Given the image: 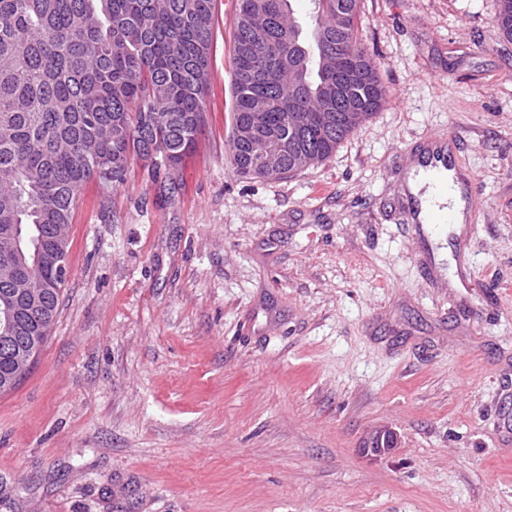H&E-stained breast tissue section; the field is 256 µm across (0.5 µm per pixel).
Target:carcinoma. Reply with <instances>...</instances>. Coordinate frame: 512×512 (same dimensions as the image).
Wrapping results in <instances>:
<instances>
[{"label":"carcinoma","instance_id":"cac0c4a2","mask_svg":"<svg viewBox=\"0 0 512 512\" xmlns=\"http://www.w3.org/2000/svg\"><path fill=\"white\" fill-rule=\"evenodd\" d=\"M361 0H314L311 37L291 0H238L232 129L285 139L286 176L327 160L382 105L386 90L358 38ZM214 0H0V270L11 241L36 238L68 255L67 227L85 185L124 181L132 160L176 167L204 122ZM512 39V0H500ZM342 69L347 112H317L320 84ZM251 144L232 137L239 174ZM58 313L55 267L21 272ZM50 321L14 319L12 335L48 336Z\"/></svg>","mask_w":512,"mask_h":512}]
</instances>
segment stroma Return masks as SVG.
I'll return each instance as SVG.
<instances>
[{"mask_svg": "<svg viewBox=\"0 0 512 512\" xmlns=\"http://www.w3.org/2000/svg\"><path fill=\"white\" fill-rule=\"evenodd\" d=\"M237 0L174 171L88 184L59 314L0 394V512H512V40L498 0H361L387 96L324 163L231 164ZM454 132L481 195L404 220ZM394 428L397 451L361 446ZM456 142V136L452 133H446L432 141L428 148L417 159V164L429 175L431 185L434 189H440L442 186V178L448 173V190L446 193H433V201L435 207H443L444 212H448L455 216L457 224L456 230L459 234L464 224L465 201L463 199V188L459 182L453 177L452 172V153L451 148ZM412 168L407 180L408 190L414 196H420L426 180L421 168ZM422 193V194H421ZM421 194V195H420ZM425 200H415L407 215V221L411 224H453L452 217L446 215H432L429 207L425 204ZM421 216V218H420ZM429 217L430 222L425 221ZM398 443V435L392 428L380 427L366 435L362 451L366 456L377 458L394 453Z\"/></svg>", "mask_w": 512, "mask_h": 512, "instance_id": "35a3bbf8", "label": "stroma"}]
</instances>
